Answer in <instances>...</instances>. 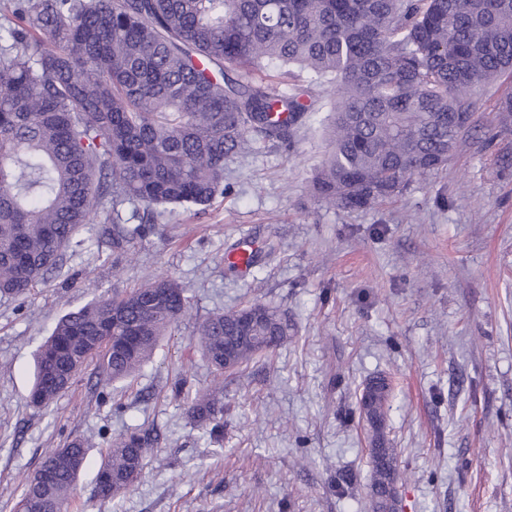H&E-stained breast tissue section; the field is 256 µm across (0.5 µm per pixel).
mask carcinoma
I'll use <instances>...</instances> for the list:
<instances>
[{
	"label": "carcinoma",
	"instance_id": "1",
	"mask_svg": "<svg viewBox=\"0 0 512 512\" xmlns=\"http://www.w3.org/2000/svg\"><path fill=\"white\" fill-rule=\"evenodd\" d=\"M0 23V297L61 272L87 224L119 207H206L224 195L226 163L286 142L314 111L308 90L255 80L297 66L329 84L330 150L313 193L370 208L448 164L469 129L477 86L512 71V0H8ZM201 321L194 339L214 386L186 399L197 423L224 432V373L288 340L275 307L253 303ZM188 308L167 276L95 298L56 323L37 355L29 403L49 406L89 361L125 381L154 358ZM359 402L372 469L366 512H394L400 478L389 438L392 387L380 375ZM152 439L113 441L98 474L112 500L141 476ZM90 446L45 454L16 508L67 512Z\"/></svg>",
	"mask_w": 512,
	"mask_h": 512
}]
</instances>
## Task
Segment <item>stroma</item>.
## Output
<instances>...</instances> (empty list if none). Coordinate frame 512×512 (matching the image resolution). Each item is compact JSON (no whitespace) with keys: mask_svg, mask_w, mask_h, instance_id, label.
<instances>
[{"mask_svg":"<svg viewBox=\"0 0 512 512\" xmlns=\"http://www.w3.org/2000/svg\"><path fill=\"white\" fill-rule=\"evenodd\" d=\"M326 90L287 143L228 162L206 209L148 210L129 201L122 226L149 225L113 249L90 224L61 276L0 298V512H14L45 453L76 437L93 447L69 512H363L370 470L359 419L365 383L395 385L390 438L402 512H512V131L498 105L512 72L478 91L472 129L448 165L392 200L341 210L312 192L328 149ZM249 241L247 275L224 255ZM166 274L187 314L134 378L106 387L89 363L52 404H28L35 354L58 319ZM254 302L294 329L224 376V435L192 422L175 382L211 385L198 322ZM136 427L158 434L141 479L104 501L101 454Z\"/></svg>","mask_w":512,"mask_h":512,"instance_id":"35a3bbf8","label":"stroma"}]
</instances>
